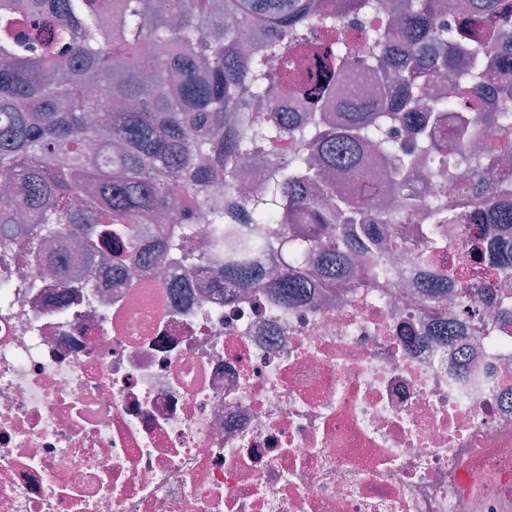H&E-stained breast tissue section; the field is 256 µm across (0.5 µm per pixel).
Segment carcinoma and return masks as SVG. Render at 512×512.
<instances>
[{
	"instance_id": "cac0c4a2",
	"label": "carcinoma",
	"mask_w": 512,
	"mask_h": 512,
	"mask_svg": "<svg viewBox=\"0 0 512 512\" xmlns=\"http://www.w3.org/2000/svg\"><path fill=\"white\" fill-rule=\"evenodd\" d=\"M480 35L467 23L442 27L446 0H0V245L43 259L61 283L90 276L96 239L115 241L111 266L135 251L137 236L120 238L114 224L147 223L185 196L210 204L212 234L224 240V286L262 281L286 300L309 288L288 268L267 270L248 261L264 247L263 224H295L275 244L298 261L340 222L371 237L378 213L371 194L356 204L330 173L353 179L365 168L369 146L393 164L394 186L418 179L416 167L433 160L448 112L461 109L473 125L461 141L489 139L485 172L494 194L478 203L443 206L409 194L406 216L425 211L430 248L442 224L512 223V86L497 91L495 110L483 102L490 81L512 72V0H474ZM355 17L375 26L357 44ZM259 50L239 47L243 31ZM315 46L336 72L377 67L393 71L396 95L377 111L343 105L337 112H252L250 102L286 93L296 77L295 53ZM440 80L448 91H433ZM402 125L429 144L389 136ZM288 136L298 147L271 157V144ZM100 146L90 163L85 147ZM246 155L270 158L264 194L239 209L215 199L242 195L239 164ZM85 228L84 267L64 263L51 243L73 227ZM160 247L136 251L140 272L158 259L186 261L190 237L159 230ZM323 270L350 271L327 248Z\"/></svg>"
}]
</instances>
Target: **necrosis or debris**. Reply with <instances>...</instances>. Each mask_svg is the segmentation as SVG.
<instances>
[{"instance_id": "4bbe7bcc", "label": "necrosis or debris", "mask_w": 512, "mask_h": 512, "mask_svg": "<svg viewBox=\"0 0 512 512\" xmlns=\"http://www.w3.org/2000/svg\"><path fill=\"white\" fill-rule=\"evenodd\" d=\"M387 72L338 75L364 104ZM470 160L482 150L464 148ZM426 166L427 197L471 168ZM351 272L227 296L210 226L188 266L61 288L0 247V512H512V275L472 289L390 193ZM391 270L389 287L370 278Z\"/></svg>"}]
</instances>
